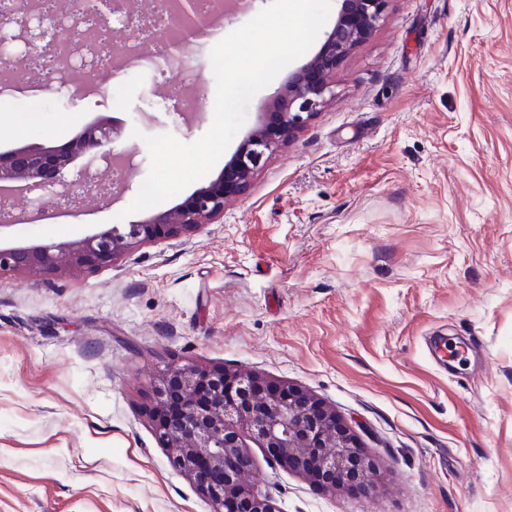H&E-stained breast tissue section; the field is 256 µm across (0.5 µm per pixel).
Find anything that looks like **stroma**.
Returning a JSON list of instances; mask_svg holds the SVG:
<instances>
[{"mask_svg":"<svg viewBox=\"0 0 512 512\" xmlns=\"http://www.w3.org/2000/svg\"><path fill=\"white\" fill-rule=\"evenodd\" d=\"M211 48L198 39L189 71L115 76L106 97L14 82L0 152L107 119L136 169L115 200L18 199L45 214L0 245L143 219L142 137L207 132ZM331 83L217 223L99 266L0 274V512H213L150 419L174 362L307 390L376 458L370 491H331L245 438L247 479L278 512H512V0H390ZM437 337L461 359L441 362Z\"/></svg>","mask_w":512,"mask_h":512,"instance_id":"35a3bbf8","label":"stroma"}]
</instances>
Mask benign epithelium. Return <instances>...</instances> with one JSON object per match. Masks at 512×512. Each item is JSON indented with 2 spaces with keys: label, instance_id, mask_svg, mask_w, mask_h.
Returning a JSON list of instances; mask_svg holds the SVG:
<instances>
[{
  "label": "benign epithelium",
  "instance_id": "7a95c632",
  "mask_svg": "<svg viewBox=\"0 0 512 512\" xmlns=\"http://www.w3.org/2000/svg\"><path fill=\"white\" fill-rule=\"evenodd\" d=\"M388 2L341 0L336 24L319 50L273 93L271 111L261 115L216 179L134 224L114 225L71 242L0 247V273L106 264L138 245L216 222L224 216L226 202L242 193L264 162L332 99L328 77L376 32ZM13 29L15 40L35 38L27 21L0 13V30ZM119 137L118 127L100 121L61 148L1 152L0 184L17 183L29 194L59 187L70 203L76 186L86 198L114 197L131 188L134 172L135 151L116 148ZM76 156L86 163L69 181L64 171ZM12 223L14 199L0 196V229ZM151 420L172 465L212 502L214 512H278L244 482L253 460L241 440L243 432L259 441L272 463L324 488L367 485L376 471L375 459L332 409L302 389L273 385L248 371L169 366L155 386Z\"/></svg>",
  "mask_w": 512,
  "mask_h": 512
}]
</instances>
